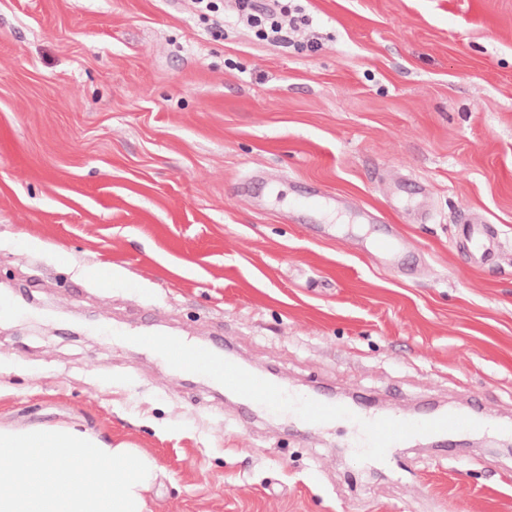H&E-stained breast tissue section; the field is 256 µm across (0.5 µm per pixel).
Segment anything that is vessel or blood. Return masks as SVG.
I'll use <instances>...</instances> for the list:
<instances>
[{"instance_id": "obj_1", "label": "vessel or blood", "mask_w": 512, "mask_h": 512, "mask_svg": "<svg viewBox=\"0 0 512 512\" xmlns=\"http://www.w3.org/2000/svg\"><path fill=\"white\" fill-rule=\"evenodd\" d=\"M466 256L484 257L490 243L484 224L462 225L456 242ZM135 346L159 354L174 371L198 373L219 383L226 394L261 408L269 414L283 413L295 404L302 428L311 429L337 422L349 423L366 441L367 454L379 465L390 468L401 450L423 439H445L462 431L488 429L494 419L485 410L474 412L427 411L406 415L395 410L377 411L318 392L294 396L286 379L254 371L237 356L214 345L188 344L159 334L133 337Z\"/></svg>"}]
</instances>
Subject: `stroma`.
<instances>
[{"mask_svg":"<svg viewBox=\"0 0 512 512\" xmlns=\"http://www.w3.org/2000/svg\"><path fill=\"white\" fill-rule=\"evenodd\" d=\"M293 7L273 43L192 0H0V423L137 445L151 512H512V436L409 445L399 481L130 341L222 334L304 391L512 418V0ZM488 230L485 224L470 222L461 226V231L456 242L459 250L467 257L483 258L489 250Z\"/></svg>","mask_w":512,"mask_h":512,"instance_id":"1","label":"stroma"}]
</instances>
